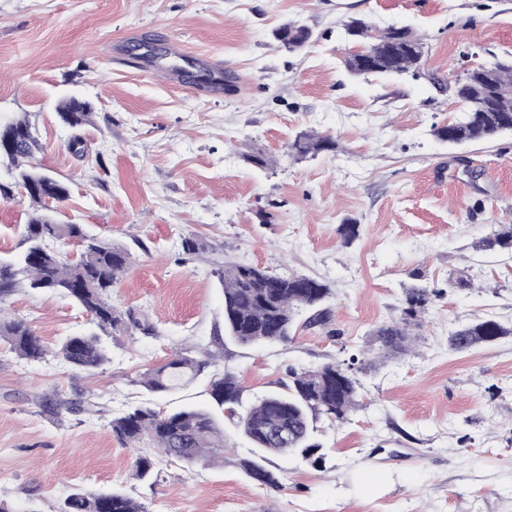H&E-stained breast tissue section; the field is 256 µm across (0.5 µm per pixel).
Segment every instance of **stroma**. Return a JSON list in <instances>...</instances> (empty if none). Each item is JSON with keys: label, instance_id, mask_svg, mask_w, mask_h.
Wrapping results in <instances>:
<instances>
[{"label": "stroma", "instance_id": "obj_1", "mask_svg": "<svg viewBox=\"0 0 512 512\" xmlns=\"http://www.w3.org/2000/svg\"><path fill=\"white\" fill-rule=\"evenodd\" d=\"M352 17L411 27L426 45L420 67L349 75ZM291 20L312 32L295 53L273 36ZM193 55L222 61L231 90L197 94ZM510 56L512 0H0V122L27 117L33 164L70 186L61 221L129 251L112 301L159 330L113 337L110 362L89 375L55 356L90 329L84 310L59 294L11 295L12 316L48 349L38 362L0 351V499L11 512H61L76 487L128 494L148 512H512V336L448 348L461 324L512 322V257L474 248L512 224V134L463 146L432 134L461 115L435 79ZM149 57L157 72L146 79L136 63ZM65 96L92 103L89 125L60 120ZM311 130L336 151L289 158ZM76 135L80 156L67 146ZM254 151L271 167L247 162ZM31 210L19 193L0 200V256L19 251ZM346 223L360 230L348 246L336 233ZM191 233L205 253L183 252ZM232 263L325 281L329 326H298L291 343L260 350L228 342L215 272ZM456 271L472 287L448 288ZM414 285L446 294L424 314L415 353L360 373L362 406L316 435L321 464L278 457L281 488L256 485L238 467L251 445L228 421L223 464L188 469L160 455L154 484L135 479L140 451L112 433V417L210 405L209 377L226 370L254 403L289 369L375 347ZM177 347L211 359L207 375L146 392L140 375ZM54 394L101 411L51 414L38 401Z\"/></svg>", "mask_w": 512, "mask_h": 512}]
</instances>
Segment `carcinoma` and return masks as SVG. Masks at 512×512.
Listing matches in <instances>:
<instances>
[{
    "label": "carcinoma",
    "instance_id": "carcinoma-1",
    "mask_svg": "<svg viewBox=\"0 0 512 512\" xmlns=\"http://www.w3.org/2000/svg\"><path fill=\"white\" fill-rule=\"evenodd\" d=\"M344 30L351 40L365 43L363 50L345 59V68L353 75L403 74L417 68L425 56V43L408 26L381 31L364 19L352 18L344 23ZM283 33L288 34L290 53L301 50L312 37L311 30L296 21L275 31L277 41H283ZM491 65L494 69L490 71L484 65L469 69L450 85L435 81L462 109L456 122L433 126L435 138L453 144L491 142L512 132V61H493ZM58 114L71 128L89 123L92 116L90 104L74 97L58 105ZM7 128L10 139L0 147V159H8L13 166V182H0V199L10 200L19 191L29 199L33 211L23 225L21 250L7 260L0 259V349L6 348L27 361L46 357L47 350L31 324L4 314L1 303L19 288L56 292L85 309L92 317L93 329L64 337L55 357L74 369L92 373L110 360L104 337L138 332L155 336L158 331L145 316L112 303V288L129 266L128 251L89 234L82 224L58 220L59 205L69 197L68 187L29 164L37 142L27 118L14 119ZM336 149L331 136L306 132L288 145V155L301 159ZM50 201L56 206H49ZM73 239L82 246L75 260L54 247L56 242ZM478 248L512 254V224L499 225L478 242ZM216 274L224 288V335L234 344L251 348L287 344L293 340L297 317L304 312L309 313L305 321L309 326H324L330 320L325 307L330 288L321 280L236 264L226 265ZM442 294L441 289L420 286L405 289L399 316L375 331L381 349L401 355L413 353L416 338L412 328L420 326L422 314ZM507 336H512V323L482 318L452 331L448 347L453 352H465ZM363 364L364 360L352 354L314 367L292 368L288 385L265 394L245 409L243 388L237 376L226 370L209 381L212 409L189 406L164 412L142 405L112 418L109 426L126 443L149 441L170 461L214 466L224 464V416L236 421L254 448L253 457L241 460L239 468L256 484L277 488L279 479L268 468L270 457L300 456L315 463L322 461V445L314 441V433L318 424L342 423L359 407L361 383L357 374ZM208 365L179 347L173 358L145 372L138 383L151 394H170L196 381ZM39 405L57 415L64 409L100 412L94 401L77 404L57 394L42 397ZM154 475L155 459L139 456L135 478L149 481ZM62 512L147 510L121 492H90L76 487L66 498Z\"/></svg>",
    "mask_w": 512,
    "mask_h": 512
}]
</instances>
